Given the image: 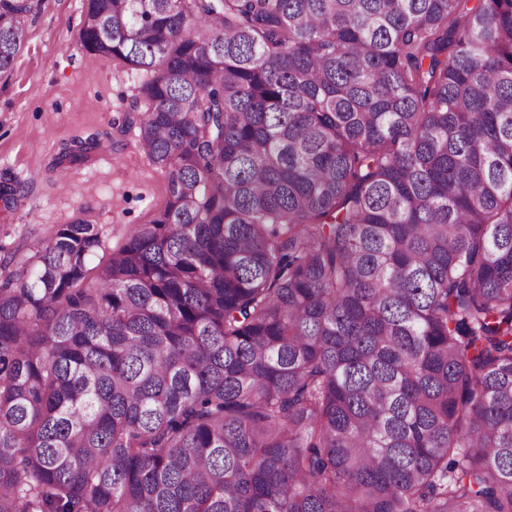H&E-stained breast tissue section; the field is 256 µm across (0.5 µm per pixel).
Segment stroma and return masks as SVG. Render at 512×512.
<instances>
[{
  "instance_id": "stroma-1",
  "label": "stroma",
  "mask_w": 512,
  "mask_h": 512,
  "mask_svg": "<svg viewBox=\"0 0 512 512\" xmlns=\"http://www.w3.org/2000/svg\"><path fill=\"white\" fill-rule=\"evenodd\" d=\"M84 0H41L27 41L0 79V186L22 184L17 202L0 200V281L28 266L62 224L98 225L104 265L139 224L164 206L167 176L137 148L132 122L138 75L87 52L78 39ZM92 137L109 149L89 152L57 186L62 144Z\"/></svg>"
}]
</instances>
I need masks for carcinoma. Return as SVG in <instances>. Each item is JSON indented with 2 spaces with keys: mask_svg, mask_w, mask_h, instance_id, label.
<instances>
[{
  "mask_svg": "<svg viewBox=\"0 0 512 512\" xmlns=\"http://www.w3.org/2000/svg\"><path fill=\"white\" fill-rule=\"evenodd\" d=\"M83 12L168 201L0 284V512H512V0Z\"/></svg>",
  "mask_w": 512,
  "mask_h": 512,
  "instance_id": "obj_1",
  "label": "carcinoma"
}]
</instances>
